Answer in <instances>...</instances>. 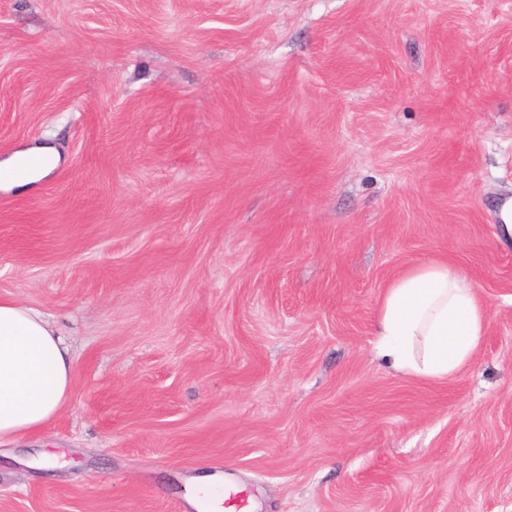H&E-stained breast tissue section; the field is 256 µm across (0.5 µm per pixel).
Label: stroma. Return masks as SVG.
Wrapping results in <instances>:
<instances>
[{"label": "stroma", "mask_w": 512, "mask_h": 512, "mask_svg": "<svg viewBox=\"0 0 512 512\" xmlns=\"http://www.w3.org/2000/svg\"><path fill=\"white\" fill-rule=\"evenodd\" d=\"M0 296L70 405L0 443V512H512V0H0ZM445 260L488 331L445 383L373 321ZM56 469L39 467L43 453ZM47 159V162L36 167L29 175L15 173L23 160ZM59 157L51 147H41L16 153L0 165V184L10 188H24L40 179L49 176L58 163Z\"/></svg>", "instance_id": "35a3bbf8"}]
</instances>
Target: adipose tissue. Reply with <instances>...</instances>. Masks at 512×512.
I'll list each match as a JSON object with an SVG mask.
<instances>
[{
    "instance_id": "1",
    "label": "adipose tissue",
    "mask_w": 512,
    "mask_h": 512,
    "mask_svg": "<svg viewBox=\"0 0 512 512\" xmlns=\"http://www.w3.org/2000/svg\"><path fill=\"white\" fill-rule=\"evenodd\" d=\"M49 147L0 163V184L24 188L49 176ZM487 334L476 289L451 263L411 266L386 287L375 317L372 355L389 371L445 382L469 365ZM76 364L48 316L0 297V440L39 432L68 405Z\"/></svg>"
}]
</instances>
